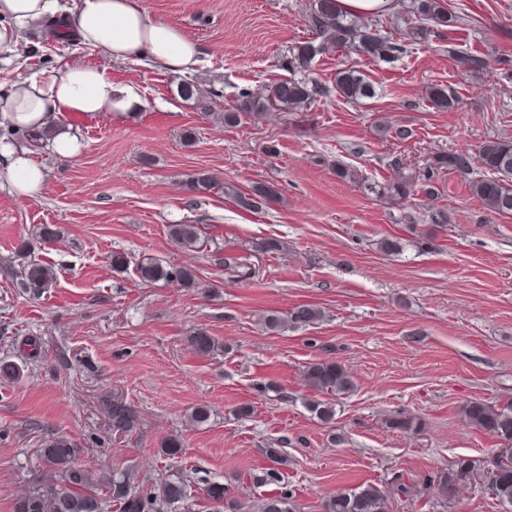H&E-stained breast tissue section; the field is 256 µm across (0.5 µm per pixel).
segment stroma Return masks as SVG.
I'll use <instances>...</instances> for the list:
<instances>
[{
    "label": "stroma",
    "mask_w": 512,
    "mask_h": 512,
    "mask_svg": "<svg viewBox=\"0 0 512 512\" xmlns=\"http://www.w3.org/2000/svg\"><path fill=\"white\" fill-rule=\"evenodd\" d=\"M312 2L144 0L201 47L191 78L213 95L209 116L178 96V76L111 63L42 26L25 34L24 52L0 62V95L83 61L142 99L126 116L60 115L82 147L64 159L48 139L31 143L48 174L38 197L0 186V364L20 370L0 376V512H13L16 493L43 471L39 450L54 435L69 437L77 465L93 472L180 474L192 486L181 512H210L207 479L228 485L250 512L273 491L254 480L270 465V446L288 456L299 512H323L337 492L364 483L385 491L390 512H512L475 481L445 499L426 487L455 457L486 466L497 446L460 408L512 397V216L488 211L463 178L444 171L436 196L416 208L432 247L388 255L377 242L408 237L405 206L363 188L387 183L398 168L418 178L438 154L512 138V0H448L463 19L456 39L488 56L479 74L460 72L424 44L390 64L339 48L309 70L282 69L291 49L312 37ZM350 66L375 84V98L353 104L333 93L307 111L278 107L232 128L217 117L240 89L290 77L329 86ZM431 84L453 91L457 108L436 109L425 94ZM386 125L412 135L385 136ZM271 144L277 154L268 153ZM340 162L357 181L337 177ZM201 169L216 184L203 196L185 184ZM259 183L278 196L258 211L224 193ZM435 210L447 213V229L431 226ZM180 223L198 225L195 249L171 242L168 227ZM44 224L61 228L56 242L39 243ZM267 239L276 251H260ZM116 253L128 261L124 271L112 268ZM145 257L194 269L197 286L142 283L135 264ZM33 259L55 271L37 299L16 286ZM300 303L321 307L323 319L279 333L258 322L264 311ZM199 329L214 339L212 353L190 346ZM30 337L39 342L34 355ZM323 360L343 364L355 382L336 398L331 428L305 405L312 392L302 373ZM115 395L138 411L135 432H113L107 407ZM245 403L253 412L238 417ZM199 404L211 417L194 426L187 414ZM397 416L420 422V432L389 429ZM170 436L183 448L167 460L160 448Z\"/></svg>",
    "instance_id": "1"
}]
</instances>
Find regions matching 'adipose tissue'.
Here are the masks:
<instances>
[{"label":"adipose tissue","mask_w":512,"mask_h":512,"mask_svg":"<svg viewBox=\"0 0 512 512\" xmlns=\"http://www.w3.org/2000/svg\"><path fill=\"white\" fill-rule=\"evenodd\" d=\"M58 20L62 32L79 43L100 49L114 63L148 62L175 75L195 71L201 50L175 24L154 17L143 0H0V51L11 50L21 32L49 20ZM134 89H117L105 68L70 61L51 74H35L15 85L0 99V126L39 132L54 129L53 151L76 155L81 147L72 129L56 125L59 114L83 117L126 114L140 105ZM0 180L22 198L40 194L46 181L44 167L33 153L0 137Z\"/></svg>","instance_id":"ef3b65f1"}]
</instances>
